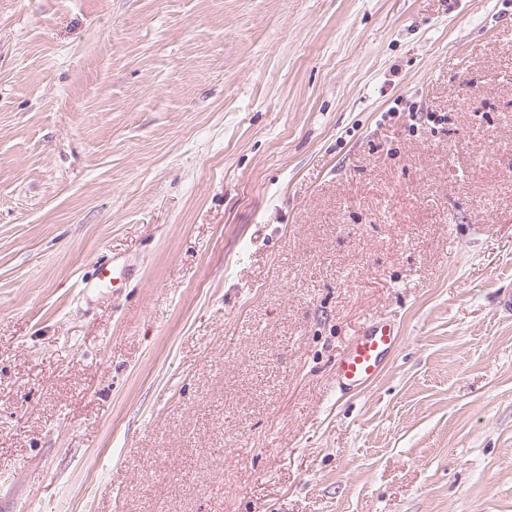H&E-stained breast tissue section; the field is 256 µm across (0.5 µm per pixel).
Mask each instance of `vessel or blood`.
Returning <instances> with one entry per match:
<instances>
[{
    "label": "vessel or blood",
    "mask_w": 512,
    "mask_h": 512,
    "mask_svg": "<svg viewBox=\"0 0 512 512\" xmlns=\"http://www.w3.org/2000/svg\"><path fill=\"white\" fill-rule=\"evenodd\" d=\"M398 341L397 326L387 320L372 322L355 336L334 366L337 389L353 392L370 385L386 365Z\"/></svg>",
    "instance_id": "b4317fda"
}]
</instances>
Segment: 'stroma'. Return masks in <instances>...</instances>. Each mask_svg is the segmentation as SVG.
I'll use <instances>...</instances> for the list:
<instances>
[{
	"instance_id": "1",
	"label": "stroma",
	"mask_w": 512,
	"mask_h": 512,
	"mask_svg": "<svg viewBox=\"0 0 512 512\" xmlns=\"http://www.w3.org/2000/svg\"><path fill=\"white\" fill-rule=\"evenodd\" d=\"M503 288L512 0H0V512H512ZM397 326L387 320L372 322L355 336L336 360L334 379L341 392H353L370 385L386 365L396 347Z\"/></svg>"
}]
</instances>
